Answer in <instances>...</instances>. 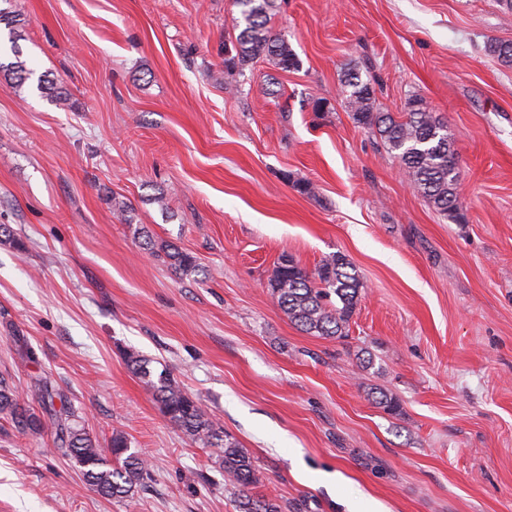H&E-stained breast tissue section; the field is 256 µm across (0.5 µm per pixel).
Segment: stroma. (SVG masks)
<instances>
[{
  "label": "stroma",
  "instance_id": "1",
  "mask_svg": "<svg viewBox=\"0 0 512 512\" xmlns=\"http://www.w3.org/2000/svg\"><path fill=\"white\" fill-rule=\"evenodd\" d=\"M10 8L23 38L0 25V62L34 75H0V225L18 240L0 244V378L29 406L48 379L100 448L118 431L145 450L152 479L104 498L51 434L0 418V512H236L215 449L168 420L129 350L168 366L286 512H512V66L485 51L512 41V11L276 0L300 68L228 77L231 0ZM364 62L381 110L418 95L447 124L461 220L352 120L341 77ZM164 244L198 272H172ZM336 252L364 292L346 336H313L268 280L281 255L311 271Z\"/></svg>",
  "mask_w": 512,
  "mask_h": 512
}]
</instances>
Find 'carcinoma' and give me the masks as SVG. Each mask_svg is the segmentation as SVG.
Masks as SVG:
<instances>
[{"instance_id": "obj_1", "label": "carcinoma", "mask_w": 512, "mask_h": 512, "mask_svg": "<svg viewBox=\"0 0 512 512\" xmlns=\"http://www.w3.org/2000/svg\"><path fill=\"white\" fill-rule=\"evenodd\" d=\"M239 16L232 29L237 31L232 41V54L224 58L225 73L231 74L247 62L266 58L279 69L288 71L301 62L288 42L274 36L268 27L274 0H235ZM487 51L506 66H512V42L499 41L488 45ZM7 77L22 86L33 74L26 62L16 60L7 66ZM346 107L353 121L378 135L399 160L408 183L438 213L456 218L459 215L457 186L460 178L454 138L448 126L432 112L426 101L413 96L405 112H382L376 108L375 89L371 81L362 79L360 68H348L342 77ZM38 89L61 108L68 106L66 94L56 90L53 82L42 75ZM164 262L174 272L188 275L196 272L197 260L192 253L173 245L162 246ZM269 288L280 308L302 331L325 337L345 335L364 288L359 273L340 252L325 257L310 272L292 257L284 255L269 279ZM336 300H331V297ZM127 366L155 393L165 415L186 436L203 447L218 449L219 467L224 471V483L238 492V512H283L274 498L255 496L249 487L258 481L253 458L238 441L189 395L163 368L154 372L152 360L129 351ZM40 411L21 406L13 386L0 379V416L25 434H53L54 444L62 456L81 472L86 483L101 496L118 500L134 497L150 475L144 453L130 450L121 432L112 434L110 460L98 448L95 440L73 412L66 406L55 407L61 394L46 380L31 385Z\"/></svg>"}]
</instances>
